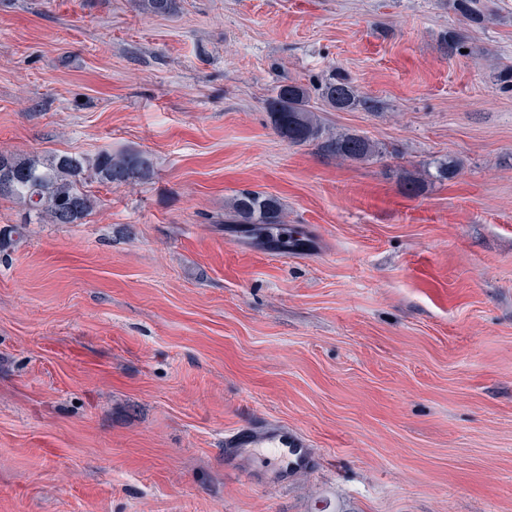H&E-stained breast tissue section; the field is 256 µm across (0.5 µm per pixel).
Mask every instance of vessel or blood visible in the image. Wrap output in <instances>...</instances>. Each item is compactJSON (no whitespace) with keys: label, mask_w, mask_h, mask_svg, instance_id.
<instances>
[{"label":"vessel or blood","mask_w":512,"mask_h":512,"mask_svg":"<svg viewBox=\"0 0 512 512\" xmlns=\"http://www.w3.org/2000/svg\"><path fill=\"white\" fill-rule=\"evenodd\" d=\"M227 458L244 463H261L290 456L294 469L300 470L311 460V450L300 438L290 435L287 429L269 424L253 429L243 428L224 437Z\"/></svg>","instance_id":"1"}]
</instances>
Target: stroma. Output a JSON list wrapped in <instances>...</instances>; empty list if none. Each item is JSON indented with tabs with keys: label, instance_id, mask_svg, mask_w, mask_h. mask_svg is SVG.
Segmentation results:
<instances>
[{
	"label": "stroma",
	"instance_id": "obj_1",
	"mask_svg": "<svg viewBox=\"0 0 512 512\" xmlns=\"http://www.w3.org/2000/svg\"><path fill=\"white\" fill-rule=\"evenodd\" d=\"M486 3L0 0V153L153 161L0 252V512H512V0ZM335 69L378 110L310 104L370 160L273 127ZM246 191L306 247L225 223ZM263 423L314 451L287 482L224 464ZM310 104V91L303 85L288 84L279 87L269 102L274 128L289 143H314L325 154L341 160H364L377 150L368 138L352 133L326 134Z\"/></svg>",
	"mask_w": 512,
	"mask_h": 512
}]
</instances>
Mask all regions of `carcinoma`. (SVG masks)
<instances>
[{"label": "carcinoma", "instance_id": "obj_1", "mask_svg": "<svg viewBox=\"0 0 512 512\" xmlns=\"http://www.w3.org/2000/svg\"><path fill=\"white\" fill-rule=\"evenodd\" d=\"M135 6L150 15H169L178 8V0H137ZM453 7L466 19L483 15L482 0H453ZM332 110L361 109L373 112L376 102L359 92L351 79L331 73L313 89L288 84L279 87L269 102L274 128L289 143H313L325 154L341 160H364L376 154L368 138L352 133H325L310 106V92ZM151 158L143 152L112 153L102 151L89 159L81 153H67L47 158L0 154V176L11 184L4 196L22 204L29 216L49 224H80L97 206V198L87 190L95 180L107 185H133L152 173ZM434 178L445 181L456 171L453 160L434 162ZM226 220L245 224L262 240H267L266 226L284 223L279 200L260 192L237 196Z\"/></svg>", "mask_w": 512, "mask_h": 512}]
</instances>
